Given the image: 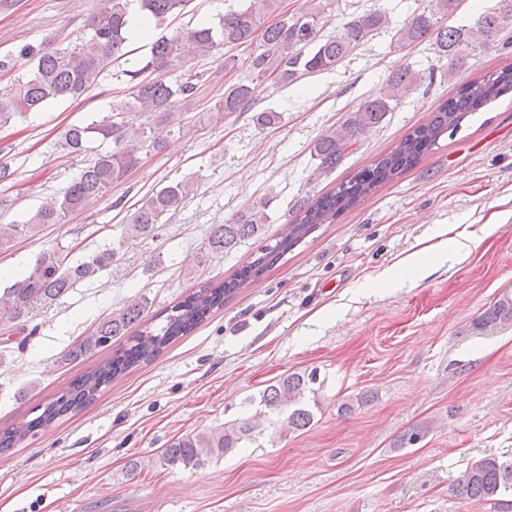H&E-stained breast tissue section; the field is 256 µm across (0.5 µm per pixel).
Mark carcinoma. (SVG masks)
Listing matches in <instances>:
<instances>
[{"instance_id": "carcinoma-1", "label": "carcinoma", "mask_w": 512, "mask_h": 512, "mask_svg": "<svg viewBox=\"0 0 512 512\" xmlns=\"http://www.w3.org/2000/svg\"><path fill=\"white\" fill-rule=\"evenodd\" d=\"M189 0H103L83 25L81 36L63 48H27L24 55L34 59L33 70L15 79L13 92L0 96V127H6L40 112L57 100L77 99L100 82L112 63L126 55L132 33L128 26L131 11L144 22L145 36L168 27L169 20L187 13ZM276 11L277 0H240L216 22H202L191 28L163 33L151 42L149 56L134 69L115 73L125 77L129 97L85 123L73 125L64 134L61 148L80 155L89 144L101 140L112 149L98 153L72 178L63 192L47 197L35 213L21 224L0 225V249L18 237H32L44 224H61L65 218L106 195L113 184L121 182L140 160V154L159 152L163 145L151 138L153 125L184 128L183 108L194 96L202 74L189 62L213 57L224 47L250 46L261 33L259 45L247 58L248 69L256 79L272 77L278 83L294 85L301 78L336 68L356 47L389 24L384 12L374 9L348 17L334 34L325 35V11L328 0H309L299 12L283 14L275 22L263 25L260 10ZM458 0H428L422 12L399 30L403 46L426 41L435 46L438 57L454 64L464 47L484 50L495 47L499 34L512 28V0H500L501 6L480 14L471 26L448 24ZM434 72L423 75L405 68L393 74L379 91L363 100L356 110L336 128L322 135L314 145L318 170L331 171L345 151L366 130L380 124L394 110L402 92L433 79ZM512 92V64L474 80L457 96L432 112L427 123L408 134L386 155L355 174L336 188L304 203L297 211L288 233L263 256L241 268L222 283H205L171 307L166 324L153 330L143 323L146 306L136 302L113 311L87 335L79 337L64 354V360L89 357L112 345V339L124 336L133 327L138 330L128 344L115 351L105 362L74 378L66 392L48 402L43 412L24 427L0 429V454L12 451L39 427L81 410L96 399L112 380L155 359L177 339L193 332L224 300L237 289L260 277L286 252L293 249L320 224H328L339 212L355 206L381 184L417 164L432 150L440 137L455 133L462 122L488 100ZM252 89L237 83L224 91L216 104L213 118L227 119L244 112L251 103ZM193 193V183L181 180L150 195L129 217L117 245L94 253L79 263L59 246L43 251L32 269L21 279L0 290V329L24 328L34 314L51 307L80 281L111 268L120 260L123 248L132 241L154 235L162 216L180 209ZM269 215L266 203L259 200L230 224H220L210 233L208 248L227 253L238 245L265 235ZM512 323V296L505 293L481 317L476 326L494 328ZM317 375L292 373L269 384L253 416L226 423L221 429L186 435L172 441L162 453L166 466L200 468L211 458L232 452L246 440L263 434L260 418L286 415L288 426L303 430L314 413L305 401L306 393H315ZM460 495L476 504H488L493 512H512V460L495 456L480 458L468 466L457 482Z\"/></svg>"}]
</instances>
